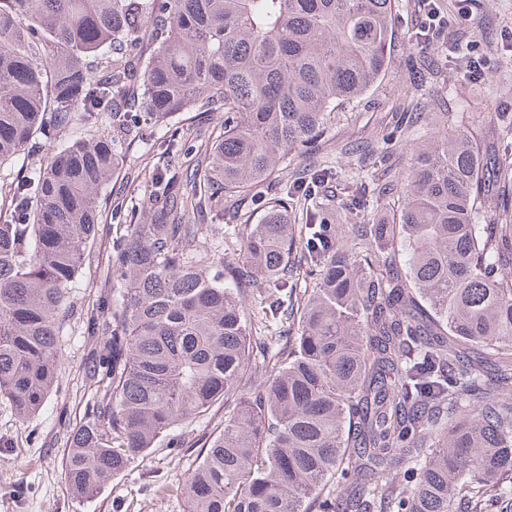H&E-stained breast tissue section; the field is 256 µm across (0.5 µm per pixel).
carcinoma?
<instances>
[{
  "label": "carcinoma",
  "instance_id": "obj_1",
  "mask_svg": "<svg viewBox=\"0 0 512 512\" xmlns=\"http://www.w3.org/2000/svg\"><path fill=\"white\" fill-rule=\"evenodd\" d=\"M393 2L0 0V164L61 143L0 186V401L21 419L57 385L69 289L130 142L224 109L190 187L154 177L165 223L112 240L89 325L108 340L63 456L76 497L222 403L224 429L180 489L186 512L512 508V222L490 235L478 207L512 160L484 166L453 131L421 150L392 222L343 245L315 244L321 209L304 237L290 222L321 168L252 199L264 219L217 260L186 222L224 219L383 78ZM300 269L312 287H295ZM284 317L296 332L273 329ZM258 361L269 377L254 385Z\"/></svg>",
  "mask_w": 512,
  "mask_h": 512
}]
</instances>
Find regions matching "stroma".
Instances as JSON below:
<instances>
[{
	"instance_id": "obj_1",
	"label": "stroma",
	"mask_w": 512,
	"mask_h": 512,
	"mask_svg": "<svg viewBox=\"0 0 512 512\" xmlns=\"http://www.w3.org/2000/svg\"><path fill=\"white\" fill-rule=\"evenodd\" d=\"M467 21L420 35L425 21L421 0H395L388 72L362 97L337 106L319 140V152L334 173L309 204L341 219L332 239L348 238L354 225L388 222L399 211L400 191L386 197L376 184H406L418 151L451 129H464L485 159L512 155V0H474ZM459 40L469 49L448 56L444 44ZM480 62L483 78H469L471 61ZM224 122L223 111L189 112L172 121L182 132V150L167 157L161 131L145 127L132 141L105 199L97 239L69 294L67 327L59 349V384L31 419L19 420L0 402V512H186L180 486L197 466L206 440L224 427V409L175 427L167 443L133 460L127 469L92 498L74 496L62 460L69 432L85 419L93 394L85 376L93 346L86 319L97 304L113 238L127 225L151 222L154 170L172 169L190 177L201 143L211 140Z\"/></svg>"
}]
</instances>
